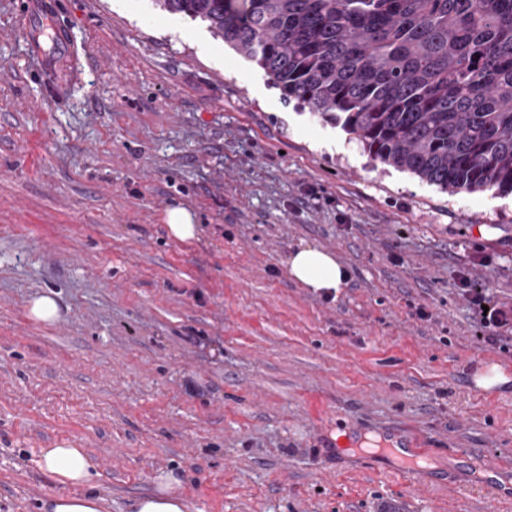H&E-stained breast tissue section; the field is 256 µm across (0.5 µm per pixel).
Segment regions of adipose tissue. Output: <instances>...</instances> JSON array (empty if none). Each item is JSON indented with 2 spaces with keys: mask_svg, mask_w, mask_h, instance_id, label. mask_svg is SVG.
Returning <instances> with one entry per match:
<instances>
[{
  "mask_svg": "<svg viewBox=\"0 0 512 512\" xmlns=\"http://www.w3.org/2000/svg\"><path fill=\"white\" fill-rule=\"evenodd\" d=\"M289 276L315 293L337 292L348 280V273L335 256L322 248L303 245L287 260ZM42 468L59 482L86 486L81 495L57 494L41 501V512H100V499L91 493L99 475L97 465L77 448H47L40 456ZM181 481L174 473L157 476L154 490L131 505L133 512H189L180 492Z\"/></svg>",
  "mask_w": 512,
  "mask_h": 512,
  "instance_id": "1",
  "label": "adipose tissue"
}]
</instances>
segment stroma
<instances>
[{"label": "stroma", "mask_w": 512, "mask_h": 512, "mask_svg": "<svg viewBox=\"0 0 512 512\" xmlns=\"http://www.w3.org/2000/svg\"><path fill=\"white\" fill-rule=\"evenodd\" d=\"M58 2L79 49L60 98L0 0V512L67 493L39 465L59 447L97 458L103 512L168 471L190 512H512L448 481L483 453L512 480V383L471 389L512 375V340L483 343L458 280L512 305V194L374 161L152 0ZM179 206L193 242L167 232ZM304 244L347 269L335 298L290 278ZM394 429L425 483L356 462ZM165 222L169 235L177 241L189 242L197 239L198 224H195L192 212L183 207L168 209ZM29 312L38 321L52 322L58 317L59 307L52 295L44 294L31 302ZM509 381V376L500 365L497 363H488L484 364L473 375V383L477 387L473 386V390L476 393H482V391H493L502 385L508 384Z\"/></svg>", "instance_id": "obj_1"}]
</instances>
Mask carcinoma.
Wrapping results in <instances>:
<instances>
[{
  "label": "carcinoma",
  "instance_id": "carcinoma-1",
  "mask_svg": "<svg viewBox=\"0 0 512 512\" xmlns=\"http://www.w3.org/2000/svg\"><path fill=\"white\" fill-rule=\"evenodd\" d=\"M451 194L512 193V0H153Z\"/></svg>",
  "mask_w": 512,
  "mask_h": 512
}]
</instances>
